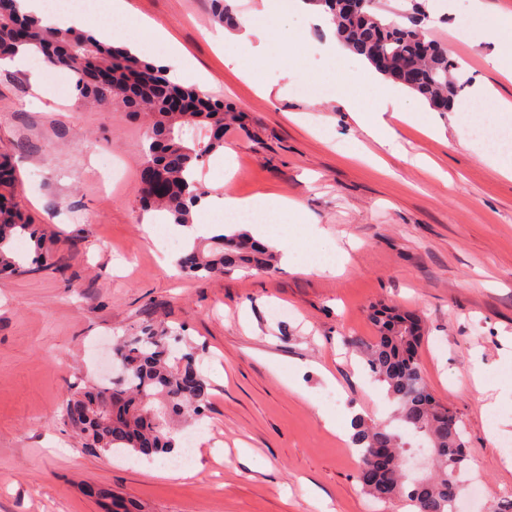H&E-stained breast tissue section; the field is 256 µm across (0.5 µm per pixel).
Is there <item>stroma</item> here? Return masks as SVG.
I'll list each match as a JSON object with an SVG mask.
<instances>
[{
  "label": "stroma",
  "mask_w": 512,
  "mask_h": 512,
  "mask_svg": "<svg viewBox=\"0 0 512 512\" xmlns=\"http://www.w3.org/2000/svg\"><path fill=\"white\" fill-rule=\"evenodd\" d=\"M419 2L435 20L429 38L473 82L512 101V79L485 63L493 45L454 35L470 0ZM128 4L132 19L171 37L151 42L147 60L178 52L208 76L210 100L244 117L203 172L211 194L287 196L319 235L302 246L301 226L282 225L297 246L271 273L179 275L186 232L138 206L144 122L79 103L66 69L38 62L44 95L29 69L0 70V156L16 170L22 214L51 231L47 248L62 263L0 275V512H104L85 493L92 484L133 498L141 512H362L369 498L355 479L354 445L317 411L341 425L356 406L390 419L393 404L351 346L375 336L371 314L381 305L420 318L426 382L474 450L461 476L482 481V505L500 501L512 488L501 462L512 394L481 412L471 378H512V180L489 167L471 134L487 114L428 111L429 135L395 122L393 153L351 119L342 95L321 94L341 81L359 108L379 106L366 61L322 54L328 28L299 13L278 20L291 36L282 69L234 39L215 46L210 0ZM106 153L108 182L98 165ZM419 154L432 168L414 164ZM164 235L177 248H164ZM322 252L347 254L343 271L312 268ZM156 319L199 347L211 384L205 414L175 427L196 435L186 480L166 477L163 456L83 447L61 420L74 389L104 377L113 338Z\"/></svg>",
  "instance_id": "stroma-1"
}]
</instances>
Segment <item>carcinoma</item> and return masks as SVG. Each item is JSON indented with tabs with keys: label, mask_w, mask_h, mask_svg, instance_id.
<instances>
[{
	"label": "carcinoma",
	"mask_w": 512,
	"mask_h": 512,
	"mask_svg": "<svg viewBox=\"0 0 512 512\" xmlns=\"http://www.w3.org/2000/svg\"><path fill=\"white\" fill-rule=\"evenodd\" d=\"M232 0H213L215 19L238 24ZM332 16L338 40L363 54L369 42L376 57L367 61L385 78L395 80V66L415 67L416 80L407 88L437 111L436 100L446 98L453 106L470 83L461 63L440 43L415 41L425 13L415 6L402 23L382 14L381 0H369L353 16L334 11L332 0H307ZM27 45L46 55L50 63L68 69L80 102L110 106L143 118L147 131L142 166L157 170L161 185L143 189L139 204L145 211L168 214L180 226L193 224V209L207 194L201 180L205 164L224 148V129L241 120L240 113L221 102L202 99L191 87L172 83L163 69L94 34L49 26L34 16L17 11L16 0H0V59ZM179 93L192 103L193 112H171L169 95ZM191 137H186L187 132ZM28 237L34 250L44 248L45 233L25 221L17 207L5 204L0 193V272L30 274L38 268L15 255L13 244ZM276 254L251 239L246 232L214 234L186 242L177 261L180 272L205 279L236 268L268 272L275 268ZM377 334L362 344L370 377L383 384L395 404V418L406 431L424 436L431 444L430 473L419 482L404 470L405 443L389 425L354 420L352 436L360 457L356 481L380 502L402 500L412 512H453L459 492L458 474L472 453L464 430L453 411L438 402L422 375L417 349L421 324L415 317L376 310L372 315ZM179 332L162 323H143L139 333L125 337L112 349L122 370L108 385L76 389L63 410L62 421L87 448L100 452L126 449L150 456L168 453L173 447L172 426L177 418H193L208 406L209 383L197 366L196 347L179 351ZM89 494L112 500L124 512H139L133 500L112 494L107 487H93Z\"/></svg>",
	"instance_id": "1"
}]
</instances>
